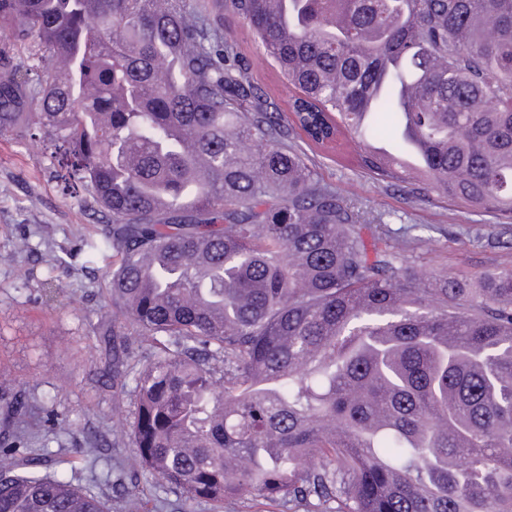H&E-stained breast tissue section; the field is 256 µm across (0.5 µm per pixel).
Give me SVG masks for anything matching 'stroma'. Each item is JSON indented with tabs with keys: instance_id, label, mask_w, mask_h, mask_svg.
Wrapping results in <instances>:
<instances>
[{
	"instance_id": "obj_1",
	"label": "stroma",
	"mask_w": 512,
	"mask_h": 512,
	"mask_svg": "<svg viewBox=\"0 0 512 512\" xmlns=\"http://www.w3.org/2000/svg\"><path fill=\"white\" fill-rule=\"evenodd\" d=\"M224 23L234 32L237 51L250 79L280 109L293 95L287 81L259 46L253 30L233 15ZM314 162L322 181L378 212L390 215L392 228L414 225L403 252L421 277L445 272L465 279L486 269L512 267V220L471 211L445 198H412L406 188L378 183L356 165L325 156ZM103 218L91 191L66 194L54 179L42 143L0 136V399L22 396L29 403L67 417L78 438H100L109 455L121 459L127 444L115 432L127 429L135 398L115 401L102 385L106 368L94 327L111 321L109 299L112 247L100 243L92 268H84L82 247ZM27 238L31 250L16 251ZM53 268L59 286L46 290L42 275ZM120 485L137 488L154 512H212L205 504L187 505L144 471H113Z\"/></svg>"
}]
</instances>
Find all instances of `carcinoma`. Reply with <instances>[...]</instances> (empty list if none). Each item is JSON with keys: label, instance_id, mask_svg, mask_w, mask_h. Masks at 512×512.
<instances>
[{"label": "carcinoma", "instance_id": "carcinoma-1", "mask_svg": "<svg viewBox=\"0 0 512 512\" xmlns=\"http://www.w3.org/2000/svg\"><path fill=\"white\" fill-rule=\"evenodd\" d=\"M297 95L283 113L221 19ZM37 45L38 63L14 67ZM392 117L390 156L374 151ZM111 216L105 384L126 465L187 503L512 512V268L415 277L292 142L512 218V0H0V135ZM415 169L402 165L411 143ZM147 342L128 376L130 336ZM0 406V512H110ZM71 466L102 463L93 441Z\"/></svg>", "mask_w": 512, "mask_h": 512}]
</instances>
